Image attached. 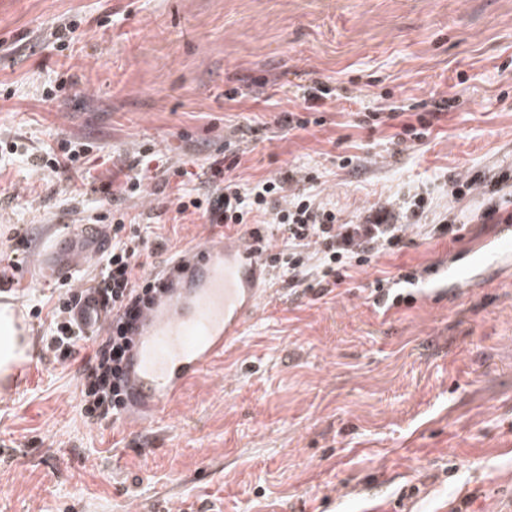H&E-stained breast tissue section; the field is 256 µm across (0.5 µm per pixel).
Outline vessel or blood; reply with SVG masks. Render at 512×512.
<instances>
[{
	"instance_id": "b4317fda",
	"label": "vessel or blood",
	"mask_w": 512,
	"mask_h": 512,
	"mask_svg": "<svg viewBox=\"0 0 512 512\" xmlns=\"http://www.w3.org/2000/svg\"><path fill=\"white\" fill-rule=\"evenodd\" d=\"M99 250L96 227L65 234L48 250L34 253L47 275L69 278L75 263L93 257ZM494 262L512 266V226L501 225L493 236L444 257L434 265L406 271L394 282L370 293L367 303L382 321L412 303L441 304L469 294L473 281L462 274L459 261ZM264 255L252 240L211 241L194 250L188 274L191 286L175 285L163 301L150 308L134 340L129 367V398L156 419L179 394L183 385L202 375L242 336L250 314L269 295L259 287ZM11 314L18 336L24 338V353L12 366L8 380L0 379V399L15 394L19 376L36 351L29 344V327L14 301L0 299V312Z\"/></svg>"
}]
</instances>
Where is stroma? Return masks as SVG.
Returning a JSON list of instances; mask_svg holds the SVG:
<instances>
[{
    "label": "stroma",
    "instance_id": "obj_1",
    "mask_svg": "<svg viewBox=\"0 0 512 512\" xmlns=\"http://www.w3.org/2000/svg\"><path fill=\"white\" fill-rule=\"evenodd\" d=\"M77 22L69 49L56 27ZM333 95L307 110L297 86ZM447 97L420 145L408 112ZM305 127L284 134L281 112ZM383 119L372 129L362 114ZM89 144V168L180 167L188 187L224 143L244 141L246 184L316 168L322 202L349 221L426 191L471 211L464 244L493 234L479 193L449 177L512 165V0H11L0 11V139L35 153ZM93 195L19 159L0 163V251L17 229L47 249L61 215ZM170 194L123 201L177 248L211 228L171 224ZM356 268L325 296L274 285L241 343L191 381L156 423L112 427L79 412L76 365L41 356L0 404V512H495L512 493V282L381 322L367 286L435 263L424 238Z\"/></svg>",
    "mask_w": 512,
    "mask_h": 512
}]
</instances>
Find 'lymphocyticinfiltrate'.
<instances>
[{
	"label": "lymphocytic infiltrate",
	"instance_id": "f902f5d3",
	"mask_svg": "<svg viewBox=\"0 0 512 512\" xmlns=\"http://www.w3.org/2000/svg\"><path fill=\"white\" fill-rule=\"evenodd\" d=\"M87 148L68 138L56 146L29 155L27 163L49 175L79 177L96 194L86 210L91 224L106 225L108 244L94 273L79 282H55L56 296L50 320L41 333L46 351L62 362L80 361L79 410L86 422H119L125 414L127 368L133 337L143 311L165 291L162 272L151 260L170 250L171 241L149 225L127 218L118 202L144 190L139 176L117 167L108 175H92L85 166ZM238 159H213L201 167V189L175 185V220L194 216L205 220L216 234L232 231L264 240L263 226L274 227L284 247L267 253L266 267L277 272L291 289L329 290L345 282L355 268L370 266L384 254L406 245L410 226L420 224L432 210L427 194L416 193L400 202L377 206L356 220L340 222L335 209L318 202L314 190L319 176L289 169L280 177L247 186L235 173ZM512 170L492 176L475 175L452 181L451 196L459 200L479 190L486 208L484 219L512 223Z\"/></svg>",
	"mask_w": 512,
	"mask_h": 512
}]
</instances>
